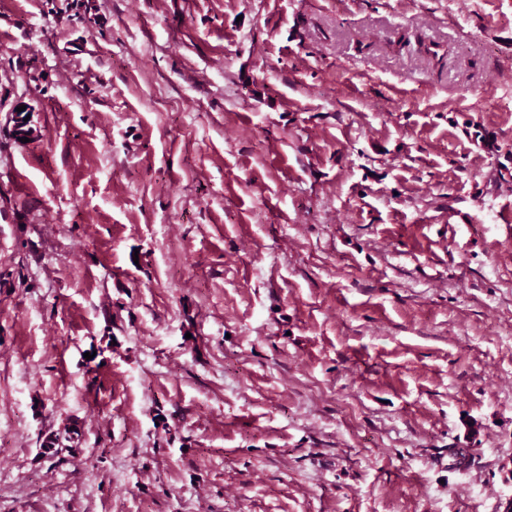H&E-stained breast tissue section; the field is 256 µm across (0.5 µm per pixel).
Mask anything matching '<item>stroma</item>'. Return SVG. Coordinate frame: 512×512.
<instances>
[{
  "label": "stroma",
  "mask_w": 512,
  "mask_h": 512,
  "mask_svg": "<svg viewBox=\"0 0 512 512\" xmlns=\"http://www.w3.org/2000/svg\"><path fill=\"white\" fill-rule=\"evenodd\" d=\"M510 213L512 0H0V512H501Z\"/></svg>",
  "instance_id": "obj_1"
}]
</instances>
